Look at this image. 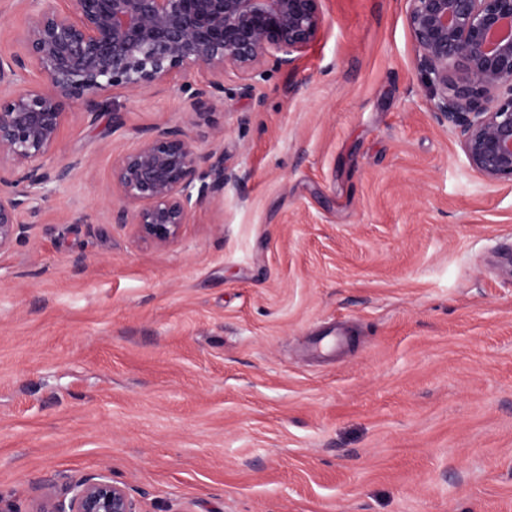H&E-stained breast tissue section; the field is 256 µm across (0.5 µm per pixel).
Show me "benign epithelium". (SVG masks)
Instances as JSON below:
<instances>
[{"label": "benign epithelium", "instance_id": "7a95c632", "mask_svg": "<svg viewBox=\"0 0 512 512\" xmlns=\"http://www.w3.org/2000/svg\"><path fill=\"white\" fill-rule=\"evenodd\" d=\"M28 16L18 48L0 53V252L20 240L50 182L81 161L50 167L69 110L95 123L115 87L140 92L192 67L210 78L194 89L195 116L229 91L247 92L268 67L292 66L316 38L321 0H69ZM418 68L430 107L458 131L469 166L512 182V0H407ZM237 175L224 151L200 153L181 126L156 130L112 165L115 223L168 245L195 211L224 196ZM34 512H139L127 490L98 473L65 493L46 488Z\"/></svg>", "mask_w": 512, "mask_h": 512}]
</instances>
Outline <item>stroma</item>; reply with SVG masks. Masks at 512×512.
Masks as SVG:
<instances>
[{
	"label": "stroma",
	"instance_id": "1",
	"mask_svg": "<svg viewBox=\"0 0 512 512\" xmlns=\"http://www.w3.org/2000/svg\"><path fill=\"white\" fill-rule=\"evenodd\" d=\"M407 0H322L287 69L196 122L193 68L73 115L0 252V498L105 471L140 512H512V184L430 109ZM236 173L177 242L113 223L158 129Z\"/></svg>",
	"mask_w": 512,
	"mask_h": 512
}]
</instances>
